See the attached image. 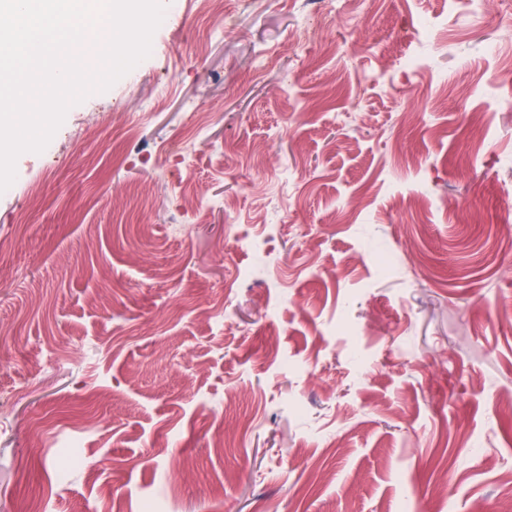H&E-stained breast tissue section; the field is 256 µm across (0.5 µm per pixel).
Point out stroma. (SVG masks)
Instances as JSON below:
<instances>
[{
	"label": "stroma",
	"mask_w": 512,
	"mask_h": 512,
	"mask_svg": "<svg viewBox=\"0 0 512 512\" xmlns=\"http://www.w3.org/2000/svg\"><path fill=\"white\" fill-rule=\"evenodd\" d=\"M180 2L0 195V512H512V12Z\"/></svg>",
	"instance_id": "35a3bbf8"
}]
</instances>
